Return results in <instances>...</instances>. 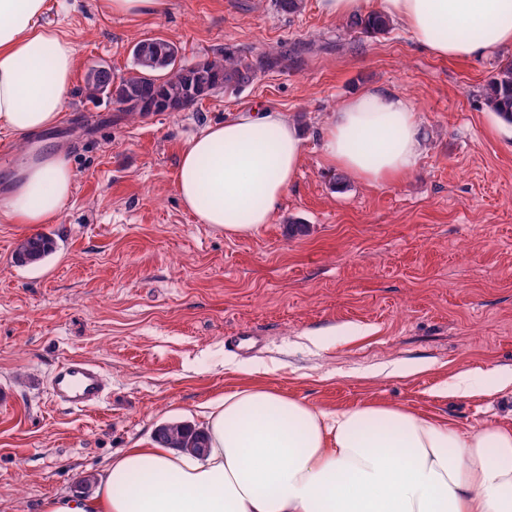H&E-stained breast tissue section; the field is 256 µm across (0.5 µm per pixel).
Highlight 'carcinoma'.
I'll return each instance as SVG.
<instances>
[{"instance_id": "cac0c4a2", "label": "carcinoma", "mask_w": 512, "mask_h": 512, "mask_svg": "<svg viewBox=\"0 0 512 512\" xmlns=\"http://www.w3.org/2000/svg\"><path fill=\"white\" fill-rule=\"evenodd\" d=\"M391 19L380 13L367 17L354 15L349 28L378 35L389 31ZM309 52L304 43H293L275 51L244 56L234 50L203 60L192 66L178 63V48L163 39L146 38L133 48V71L112 82V70L99 66L90 70L84 91L90 98L112 93L118 111L131 117H143L161 109H184L192 96L202 99L218 90H238L250 84L261 71L299 65ZM487 106L512 123V61L498 66L488 83ZM55 251L54 241L42 234L21 240L15 249V262L39 264ZM155 439L167 448L185 453H200L207 448L203 429L187 422L171 421L155 430Z\"/></svg>"}]
</instances>
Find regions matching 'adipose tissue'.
I'll return each mask as SVG.
<instances>
[{"instance_id":"adipose-tissue-1","label":"adipose tissue","mask_w":512,"mask_h":512,"mask_svg":"<svg viewBox=\"0 0 512 512\" xmlns=\"http://www.w3.org/2000/svg\"><path fill=\"white\" fill-rule=\"evenodd\" d=\"M329 17L379 12L448 59L512 45V0H318ZM48 0H0V133L18 142L56 125L71 87V43L43 25ZM326 165L371 183L415 169L421 125L404 97L368 89L319 131ZM304 149L284 113L247 112L208 126L180 155L176 189L200 223L228 237L263 224L297 176ZM73 190L65 157L28 164L0 194V216L46 224ZM208 449L158 442L124 449L95 495L49 497L41 512H512V428L459 433L438 419L361 405L331 411L262 386L202 406Z\"/></svg>"}]
</instances>
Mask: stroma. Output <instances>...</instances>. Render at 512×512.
Instances as JSON below:
<instances>
[{
  "mask_svg": "<svg viewBox=\"0 0 512 512\" xmlns=\"http://www.w3.org/2000/svg\"><path fill=\"white\" fill-rule=\"evenodd\" d=\"M46 23L70 40L77 66L59 123L19 145L0 135V187L28 161L63 151L74 189L48 224L0 222V512H38L44 497L83 495L134 443L169 421L203 425L199 407L246 384L328 410L386 404L463 432L512 427V124L486 105V84L512 46L465 60L419 49L400 23L369 37L318 0L300 13L272 0H164L115 15L103 0H49ZM145 38L191 65L231 47L246 54L311 44L300 68L259 73L179 112L130 118L111 97L88 99L87 72L132 67ZM376 88L405 96L425 134L415 171L372 186L325 165L319 131L346 99ZM265 105L301 128L304 154L269 224L229 238L186 211L176 192L181 151L207 126ZM308 224L289 236L288 221ZM52 237L41 265L18 242ZM330 344L308 346L309 334ZM233 336H257L254 348ZM107 376L98 404L54 403L64 360ZM462 372L471 396L443 395ZM54 241L42 234L21 240L15 249V261L21 265L39 264L55 251Z\"/></svg>",
  "mask_w": 512,
  "mask_h": 512,
  "instance_id": "35a3bbf8",
  "label": "stroma"
}]
</instances>
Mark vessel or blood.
<instances>
[{
	"label": "vessel or blood",
	"mask_w": 512,
	"mask_h": 512,
	"mask_svg": "<svg viewBox=\"0 0 512 512\" xmlns=\"http://www.w3.org/2000/svg\"><path fill=\"white\" fill-rule=\"evenodd\" d=\"M55 402L79 409L97 404L104 393L101 370L82 359H73L57 368L52 376Z\"/></svg>",
	"instance_id": "1"
}]
</instances>
